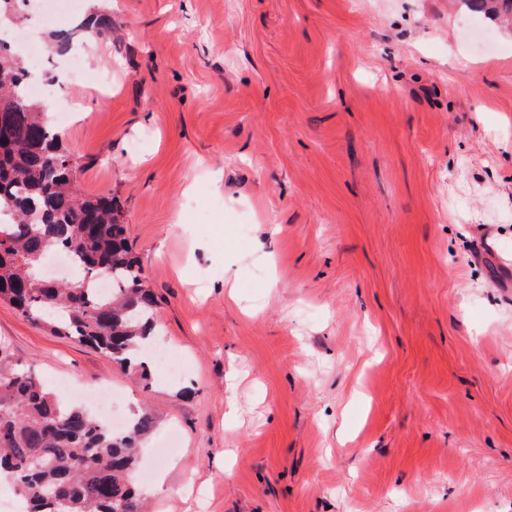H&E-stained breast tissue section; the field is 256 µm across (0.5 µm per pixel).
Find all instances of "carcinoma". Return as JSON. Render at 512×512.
<instances>
[{"label":"carcinoma","mask_w":512,"mask_h":512,"mask_svg":"<svg viewBox=\"0 0 512 512\" xmlns=\"http://www.w3.org/2000/svg\"><path fill=\"white\" fill-rule=\"evenodd\" d=\"M465 3L512 20V0ZM77 30L88 39L110 37L112 15H93ZM31 67L0 40V300L147 381L149 365L134 357L154 343L159 301L133 253L119 200L81 192L83 165L27 94ZM55 253L69 254L79 287L36 275ZM107 276L117 286L103 294L96 282ZM154 427L146 406L116 429L62 401L33 364L0 345V474L12 479L25 512H146L136 471L140 443Z\"/></svg>","instance_id":"carcinoma-1"}]
</instances>
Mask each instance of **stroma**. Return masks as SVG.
<instances>
[{
    "label": "stroma",
    "mask_w": 512,
    "mask_h": 512,
    "mask_svg": "<svg viewBox=\"0 0 512 512\" xmlns=\"http://www.w3.org/2000/svg\"><path fill=\"white\" fill-rule=\"evenodd\" d=\"M66 150L124 205L168 381L0 301L47 387L175 430L150 512H512V29L461 0H85ZM249 234H242V225ZM87 39H100L112 36V16L107 13H100L76 28ZM154 359L157 369L169 378L181 375L186 369L184 362L164 347L155 349Z\"/></svg>",
    "instance_id": "35a3bbf8"
}]
</instances>
